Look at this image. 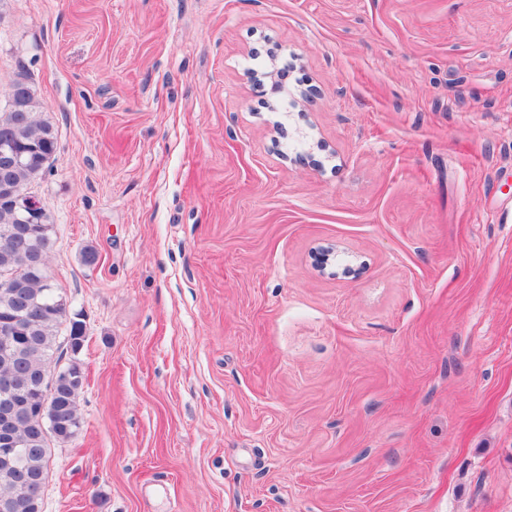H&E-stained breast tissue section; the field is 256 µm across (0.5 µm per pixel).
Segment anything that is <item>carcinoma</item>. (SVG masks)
Segmentation results:
<instances>
[{
	"label": "carcinoma",
	"mask_w": 512,
	"mask_h": 512,
	"mask_svg": "<svg viewBox=\"0 0 512 512\" xmlns=\"http://www.w3.org/2000/svg\"><path fill=\"white\" fill-rule=\"evenodd\" d=\"M37 108L29 88L23 111L0 110V140L26 151L7 179L0 178V228L13 224L18 229L14 243L0 242V321L14 319L17 326L13 349L0 351V382L14 380L24 386L23 394L13 396L0 386V405L11 397L16 414L12 431L25 448L16 458L0 457V498L14 497L21 480L30 482L34 491V499L21 501L15 512H43L50 440L65 443L77 434V398L86 380L77 361L59 365L66 353L81 351L86 331L49 271L56 246L51 213L43 206L37 219L27 224L15 207L17 193L42 175L57 151L56 132L37 119ZM32 258L40 262L34 265ZM64 325L68 334L62 338Z\"/></svg>",
	"instance_id": "cac0c4a2"
}]
</instances>
